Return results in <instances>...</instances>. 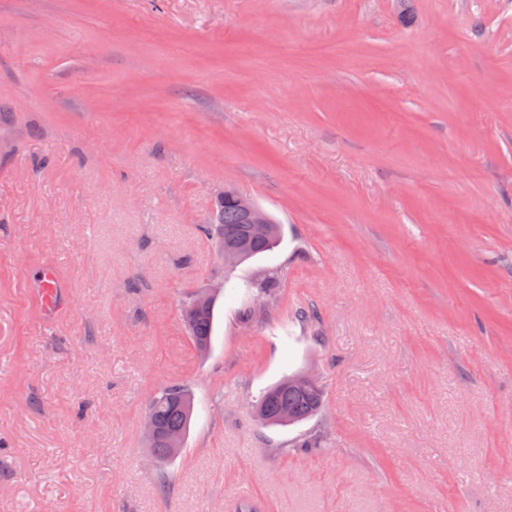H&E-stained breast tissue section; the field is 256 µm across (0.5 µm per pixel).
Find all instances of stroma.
Segmentation results:
<instances>
[{
	"label": "stroma",
	"instance_id": "1",
	"mask_svg": "<svg viewBox=\"0 0 512 512\" xmlns=\"http://www.w3.org/2000/svg\"><path fill=\"white\" fill-rule=\"evenodd\" d=\"M227 188L283 233L235 267ZM0 512H512V0H0ZM30 288L35 293L39 305L44 310V323L47 326L53 324L54 313L56 312L58 297L63 288L56 279L52 269L43 270L39 279L32 282ZM195 296L183 306L181 316L192 345L200 354H205L210 349L214 332L215 298L211 296L199 301ZM290 376L292 375L266 388L253 402L259 409L261 418L257 419L261 425L290 426L308 420L322 410L324 392L318 382L314 386L304 389H294L288 386V384L298 386L313 384L317 380L316 377L305 372L292 376L288 380ZM283 412H287L291 416L288 422H282L279 419ZM147 410L153 416L158 431L157 437L150 443V448H153L157 463L161 466L173 461L184 447L193 414V398L182 386L171 385L149 399ZM174 434L181 435V448V437ZM168 437L171 448L176 451L169 449ZM155 457L153 459L156 462Z\"/></svg>",
	"mask_w": 512,
	"mask_h": 512
}]
</instances>
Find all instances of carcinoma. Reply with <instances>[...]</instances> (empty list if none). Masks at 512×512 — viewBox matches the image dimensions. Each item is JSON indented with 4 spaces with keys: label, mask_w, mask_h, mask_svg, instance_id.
<instances>
[{
    "label": "carcinoma",
    "mask_w": 512,
    "mask_h": 512,
    "mask_svg": "<svg viewBox=\"0 0 512 512\" xmlns=\"http://www.w3.org/2000/svg\"><path fill=\"white\" fill-rule=\"evenodd\" d=\"M206 239L215 242L217 249H224V241L229 238L248 240L246 250L240 254L237 263L241 264L260 254L275 249L281 241V225L269 235L253 237L249 235V225L242 223L237 208L225 204L213 222L202 226ZM215 298L200 301L192 297L182 308L181 316L191 343L201 354L209 351L215 326ZM259 409L260 424L265 426H290L308 420L320 412L324 406V392L320 384L304 389L288 386V378L266 388L254 401ZM147 410L153 416L158 435L150 447L160 465L173 461L179 451L169 449L167 439L178 434L188 435L193 414L191 393L180 385L168 386L155 393L148 401Z\"/></svg>",
    "instance_id": "carcinoma-1"
}]
</instances>
